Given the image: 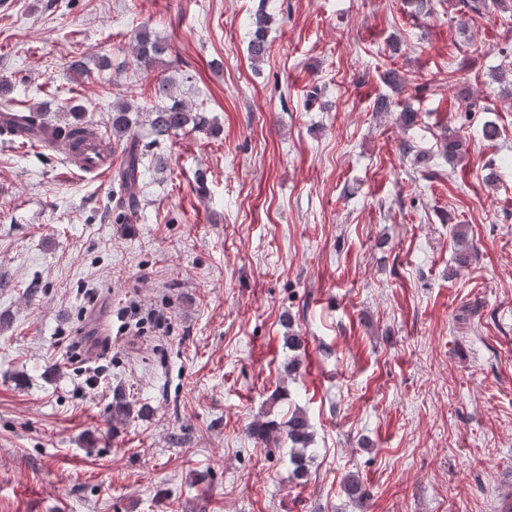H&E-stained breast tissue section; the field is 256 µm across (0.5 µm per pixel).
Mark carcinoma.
I'll list each match as a JSON object with an SVG mask.
<instances>
[{"label":"carcinoma","mask_w":512,"mask_h":512,"mask_svg":"<svg viewBox=\"0 0 512 512\" xmlns=\"http://www.w3.org/2000/svg\"><path fill=\"white\" fill-rule=\"evenodd\" d=\"M463 6L472 13L480 15L494 7L505 10V0H463ZM270 16L263 10L254 14L251 22L249 53L252 60L260 62L268 51V25ZM133 52V63L137 67L148 70L169 52V46L143 28L136 32ZM157 98L165 101L163 105L151 108L147 122L156 138L170 137L178 134L187 126L203 130L208 123L200 109L189 108L176 100L175 80L162 77L155 88ZM141 108L129 101L118 102L112 107V137L103 138L102 147L106 150L122 148L124 160L116 170L114 180L118 182L121 192L120 206L134 214L139 208L140 166L148 145L140 144L136 131L137 119L134 114ZM286 438L291 445L290 460L293 465V476L297 480L307 474L310 456L307 454L313 442V434L305 415L295 413L286 425Z\"/></svg>","instance_id":"obj_1"}]
</instances>
